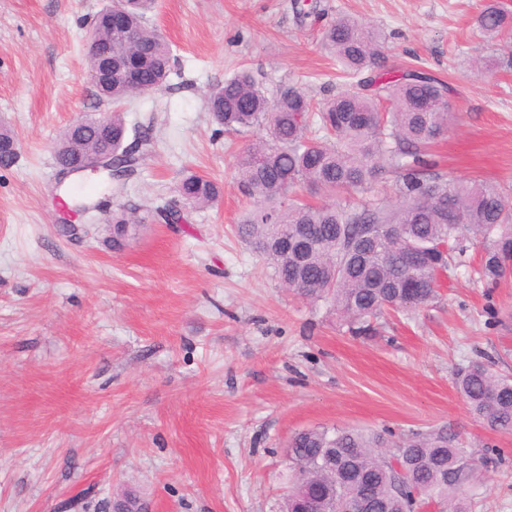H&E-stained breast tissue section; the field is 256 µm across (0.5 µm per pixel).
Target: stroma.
<instances>
[{"instance_id":"stroma-1","label":"stroma","mask_w":512,"mask_h":512,"mask_svg":"<svg viewBox=\"0 0 512 512\" xmlns=\"http://www.w3.org/2000/svg\"><path fill=\"white\" fill-rule=\"evenodd\" d=\"M156 0L149 27L175 77L123 106L140 163L127 179L65 176V128L110 113L87 77L86 33L106 0H0V123L18 141L0 168V512H60L83 497L104 512L136 490L149 512H281L288 442L316 427L409 434L445 427L474 454L495 450L466 491L469 512H512V435L473 418L454 385L474 361L512 375V276L491 286L467 263L439 297L352 335L327 303L281 288L237 236L247 204L237 160L247 138L219 131L205 104L250 69L269 95L344 90L321 32L351 15L385 39L392 75L445 80L453 119L433 154L458 180L512 198V47L485 37V0ZM196 172L218 205L166 224ZM141 222L113 249L112 212Z\"/></svg>"}]
</instances>
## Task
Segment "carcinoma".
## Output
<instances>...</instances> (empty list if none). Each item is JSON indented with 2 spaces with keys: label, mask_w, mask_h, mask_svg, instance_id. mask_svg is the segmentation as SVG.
Segmentation results:
<instances>
[{
  "label": "carcinoma",
  "mask_w": 512,
  "mask_h": 512,
  "mask_svg": "<svg viewBox=\"0 0 512 512\" xmlns=\"http://www.w3.org/2000/svg\"><path fill=\"white\" fill-rule=\"evenodd\" d=\"M128 30L108 35L105 10L96 16L103 38H112V82L94 85L96 95L117 106L109 123L86 118L70 125L56 143L61 166L102 150L112 140L116 172L134 170L137 141L125 143L124 102L163 87L171 73L169 44L147 27L141 0H120ZM480 31L512 43V15L488 2ZM322 42L351 83L321 102L289 87L270 99L250 72L224 79L206 96L212 120L226 132L252 134L238 158V180L251 205L237 233L273 269L280 285L310 300L332 304L360 336L387 311L415 313L438 299L439 277L464 263L471 235L487 243L475 272L487 283L512 273V202L493 185L454 181L430 159L431 147L448 128V85L418 69L395 80L378 32L343 16L322 33ZM394 179L395 202L358 206L313 204L297 196L304 188L325 195L366 189L376 178ZM182 200L209 207L223 197L216 180L185 175ZM135 225L125 209L112 213V248ZM455 386L471 414L489 429L512 435V378L484 362L461 368ZM289 461L295 477L284 512H309L302 492L321 501L367 498L370 512H418L422 497L456 505L476 474L474 458L456 435L441 427L426 433L310 428L293 436ZM356 475L336 480L330 463Z\"/></svg>",
  "instance_id": "obj_1"
}]
</instances>
